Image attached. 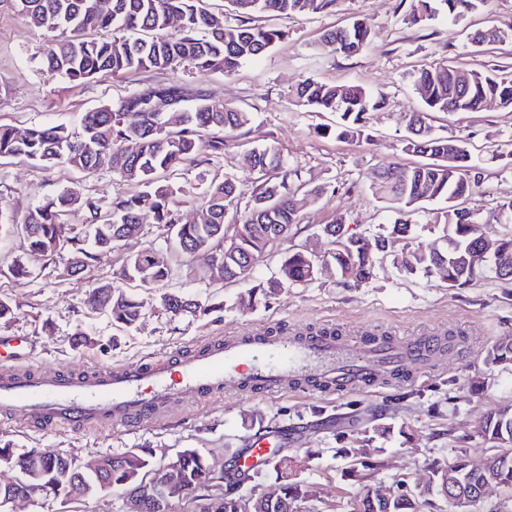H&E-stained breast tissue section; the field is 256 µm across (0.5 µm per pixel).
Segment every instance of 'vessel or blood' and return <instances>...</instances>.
Returning <instances> with one entry per match:
<instances>
[{
	"mask_svg": "<svg viewBox=\"0 0 512 512\" xmlns=\"http://www.w3.org/2000/svg\"><path fill=\"white\" fill-rule=\"evenodd\" d=\"M440 344L431 334L399 341L378 334L284 336L267 329L207 342L186 356L67 374L31 372L30 339L0 336V415L44 427L108 422L129 431L187 398L224 391L343 396L375 389L386 377L405 376L409 364L427 369ZM273 448L271 436L261 437L240 467H258Z\"/></svg>",
	"mask_w": 512,
	"mask_h": 512,
	"instance_id": "1",
	"label": "vessel or blood"
}]
</instances>
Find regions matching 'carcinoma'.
<instances>
[{
	"label": "carcinoma",
	"instance_id": "cac0c4a2",
	"mask_svg": "<svg viewBox=\"0 0 512 512\" xmlns=\"http://www.w3.org/2000/svg\"><path fill=\"white\" fill-rule=\"evenodd\" d=\"M19 11L36 28L57 34L46 50L47 73L70 81H85L101 72L122 75L130 71L154 69L176 72L191 66L200 72L233 76L239 67L268 51L280 41V29L255 25L251 16L295 15L305 10L320 12L336 7L338 0H228L232 11L242 18L236 27L197 7V0H112L106 10L93 6L92 0H14ZM494 0H411L404 23L426 24L442 11L448 23L455 25L465 17L492 11ZM181 21L180 32H167L172 19ZM112 31V35L88 39V31ZM371 27L365 20L324 35L331 51L352 56L370 43ZM412 84L426 111L415 113L416 129L402 151L426 154L432 161L413 167L380 166L369 172L370 188L392 204L393 222L387 233L369 237L351 230L341 235L345 221L338 217L323 227L330 248L326 262L345 283L360 285L375 277L380 257H392L395 268L409 274L437 275L450 288L469 285L485 271L480 252L492 245L498 252L512 254V233L495 236L479 223L481 211L464 203L477 193L481 172L471 160L467 143L433 133L429 117L433 112L454 114L477 112L490 100L512 110V69H468L440 60L412 75ZM298 105L316 112H333L339 117L334 128L338 139L364 135L369 112L383 104L366 88L357 84L335 85L306 78L294 91ZM251 122V113L229 107L224 101L202 94L191 105L159 112L146 90L133 92L82 115L74 128L42 124L25 129L0 123V158H24L50 164H65L83 172L107 166L140 191L112 203L102 217L97 203L83 198L76 189H66L30 210L22 222L27 255L31 261L57 256L63 260L79 258L67 271L76 273L90 265L95 254L86 247L92 241L96 249H114L120 234L141 231L140 215L154 214L156 222L176 226L180 253L192 248L209 250L218 259L226 283L246 281L267 253L278 246L276 229L289 237L299 222L294 204L297 193L315 202L324 187L305 180L301 172L283 166L272 148L253 147L246 155L254 179L250 204L234 223H226L227 211L238 205L240 192L232 177L212 185L197 205L198 221L175 225L173 208L177 191L159 184V175L185 163H194L208 152L224 150V139L214 133L233 134ZM137 151L128 150V144ZM445 200L447 210L437 225L442 246L425 250L413 245L414 225L410 213L424 202ZM88 212L86 224L78 229L65 217L78 210ZM317 266L307 250L292 248L284 252L278 275L269 283L268 293L315 279ZM170 275L169 261L155 262L149 253L129 256L120 279L127 287L102 284L93 288L87 303L96 309L104 299L112 320L133 326L143 319L145 306L133 292L135 288H161ZM161 306L173 316L194 314L202 305L177 293L161 295ZM492 366L512 367V336L497 339L486 356ZM385 433L380 426L366 427L344 449L350 468L359 481L372 478L384 466V449L374 445L375 436ZM477 433L491 444L494 452L476 460L461 454L449 463L434 458L428 463L436 483L456 478L458 490L472 491L483 474L493 476L497 491L512 496V403L487 413ZM80 461L68 456L45 458L31 448L17 454L0 448V465H11L32 473L31 482L39 488L36 498L69 500L73 484L83 487L84 499L104 496L93 473L79 467ZM179 494L171 497V512H302V506L319 498L318 488L288 475V458L278 456L250 472L229 468L215 471L208 454L197 448H185L176 456ZM110 490L129 496L158 477L161 465L153 454L142 449L98 459ZM273 471V482L241 489L258 474ZM390 512H421L419 498L413 493H397Z\"/></svg>",
	"mask_w": 512,
	"mask_h": 512
}]
</instances>
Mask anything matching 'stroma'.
Segmentation results:
<instances>
[{
  "label": "stroma",
  "instance_id": "stroma-1",
  "mask_svg": "<svg viewBox=\"0 0 512 512\" xmlns=\"http://www.w3.org/2000/svg\"><path fill=\"white\" fill-rule=\"evenodd\" d=\"M409 6L410 0H338L335 9L316 14L254 16V23L282 29L285 36L229 78L185 67L174 75L152 69L120 76L102 72L80 83L47 74L43 50L50 33L35 28L8 0H0V122L20 129L35 124L72 128L83 113L103 103L177 78L188 99L207 93L252 115L247 128L225 136L222 152L161 175L162 183L188 197L176 208L179 223H192L194 198L228 176L238 180L242 200H249L253 185L245 152L253 146H272L285 167L301 170L304 178L327 188L320 201L302 206L298 232L287 241L291 248L325 253L329 244L321 229L336 216L369 236L390 224L388 202L368 188L365 176L371 168L423 161L422 156L401 150L407 134L402 117L422 108L411 73L442 59L463 67H512V39L481 52L467 41L468 33L477 29L512 28V0H495L492 14H473L455 26L443 15L420 27L406 25L403 18ZM361 18L371 24L369 47L354 56L323 48L326 31ZM309 77L359 84L385 98L384 108L368 115L369 139L339 140L321 134V126L333 123L334 115L307 111L293 98L297 83ZM432 125L439 135L466 140L481 168L472 204L491 220L496 203L512 198V111L492 104L478 112L439 113ZM69 188L96 200L105 211L115 199L138 190L104 167L80 172L22 158L0 159V203L15 219ZM141 222L138 237L121 247L96 251L87 270L77 275L66 274L63 260L53 257L30 263L28 275L16 277L15 264L26 259L25 241L17 233L0 236V300L13 308L12 317L0 321V333L33 338L32 369L83 370L158 360L191 351L208 338L245 335L267 326L304 335L324 328L342 335L373 332L405 338L435 332L452 337L453 347L412 385L392 383L342 398L227 393L173 407L163 420L131 435L106 427L25 428L0 418V446L10 445L18 453L39 448L78 459L130 448H151L172 457L182 449L197 448L227 459L243 447L254 426L282 427L288 431L289 456L302 459L294 474L321 490L320 499L308 503L305 512H353L365 488L385 489L401 479L420 494L429 460L450 462L463 450L475 458L489 453L476 428L484 415L512 400V371L489 367L485 356L496 339L512 335V281L490 274L468 287L451 289L435 276L402 274L387 260L368 283H342L331 269L308 284L285 287L269 297L257 295L252 308L242 309L238 295L247 284L276 276L279 253H269L249 283L214 282L204 275L205 255L172 249L168 228L156 223L152 212L143 211ZM489 229L496 232L500 226L491 220ZM150 244L166 252L172 274L164 288L140 289L145 304L140 323L127 327L113 322L109 311L88 307L91 288L118 283L124 259ZM165 291L203 304L220 303L224 309L174 317L159 305ZM79 330L87 334V345L74 344ZM375 407L383 409L381 423L390 429L377 439L386 465L365 487L349 479L342 450L361 429V417Z\"/></svg>",
  "mask_w": 512,
  "mask_h": 512
}]
</instances>
